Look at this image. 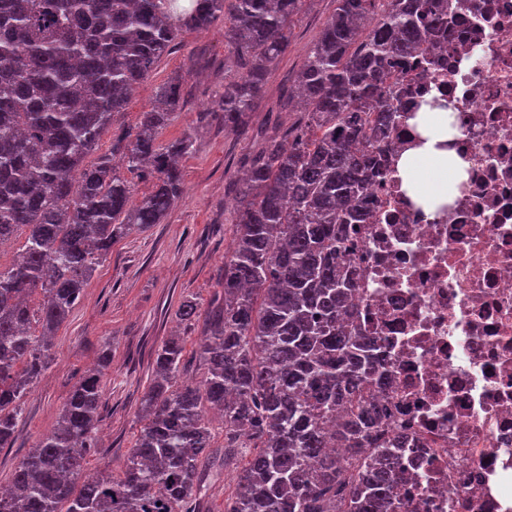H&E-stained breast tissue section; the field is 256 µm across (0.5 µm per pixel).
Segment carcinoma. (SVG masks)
Returning a JSON list of instances; mask_svg holds the SVG:
<instances>
[{"instance_id":"1","label":"carcinoma","mask_w":512,"mask_h":512,"mask_svg":"<svg viewBox=\"0 0 512 512\" xmlns=\"http://www.w3.org/2000/svg\"><path fill=\"white\" fill-rule=\"evenodd\" d=\"M305 2L0 0V242L25 235L0 266V448L112 244L161 223L183 192L177 159L193 140L158 142L180 107V80L158 87L155 106L86 164L114 116L183 32L222 19L242 69L221 99L224 128L235 129ZM451 24L447 0H336L298 75L301 120L288 143L273 138L247 160L237 183L223 306L205 316L192 300L179 307L184 320L204 318L205 378L174 386L184 339H167L125 469L86 477L103 397L101 372H87L0 491V512H194L208 410L224 422V461L257 449L224 512H387L396 457L374 435L386 408L360 395L381 374L378 339L340 322L354 272L339 250L384 173L393 69H412ZM127 172L154 179L135 206Z\"/></svg>"}]
</instances>
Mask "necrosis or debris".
Listing matches in <instances>:
<instances>
[{
  "label": "necrosis or debris",
  "mask_w": 512,
  "mask_h": 512,
  "mask_svg": "<svg viewBox=\"0 0 512 512\" xmlns=\"http://www.w3.org/2000/svg\"><path fill=\"white\" fill-rule=\"evenodd\" d=\"M448 12L447 51L398 96L452 104L469 178L433 215L394 172L370 186L371 218L342 252L347 317L381 339L370 394L390 406L380 434L404 439L407 512H512V0Z\"/></svg>",
  "instance_id": "necrosis-or-debris-1"
}]
</instances>
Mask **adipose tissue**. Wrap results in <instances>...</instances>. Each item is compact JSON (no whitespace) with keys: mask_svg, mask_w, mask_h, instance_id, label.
I'll return each mask as SVG.
<instances>
[{"mask_svg":"<svg viewBox=\"0 0 512 512\" xmlns=\"http://www.w3.org/2000/svg\"><path fill=\"white\" fill-rule=\"evenodd\" d=\"M413 122L421 142L400 156L398 175L408 196L425 212L433 213L454 201L448 187L467 179L469 163L447 146L457 133L453 112L425 107Z\"/></svg>","mask_w":512,"mask_h":512,"instance_id":"ef3b65f1","label":"adipose tissue"}]
</instances>
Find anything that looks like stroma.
Instances as JSON below:
<instances>
[{"label":"stroma","instance_id":"35a3bbf8","mask_svg":"<svg viewBox=\"0 0 512 512\" xmlns=\"http://www.w3.org/2000/svg\"><path fill=\"white\" fill-rule=\"evenodd\" d=\"M335 8V0H308L286 56L268 75L263 98L237 130H225L218 112L225 81L239 72L220 21L207 31L184 33L115 116L114 131L132 127L139 114L151 108L155 90L182 77L184 99L158 140L165 144L192 134L194 149L181 161L184 191L163 223L115 242L89 279L81 301L56 333L47 368L22 399L10 447L0 448L1 486L10 483L19 461L55 425L88 369L100 367L104 388L98 446L84 467L90 476L122 474L144 425L141 399L154 377L156 352L169 336L186 338L181 381L204 378L198 348L203 324L180 320L178 308L190 298L204 310L219 303L224 254L233 239L237 175L245 157L268 137L283 138L294 125L297 114L286 106L289 90ZM105 351L110 358L102 367L98 360ZM212 433L214 451L196 501L198 512H224L235 468L243 463L239 457L225 462L222 423L213 422Z\"/></svg>","mask_w":512,"mask_h":512}]
</instances>
